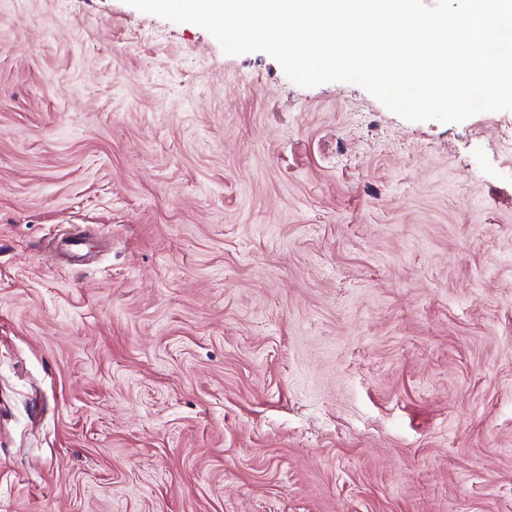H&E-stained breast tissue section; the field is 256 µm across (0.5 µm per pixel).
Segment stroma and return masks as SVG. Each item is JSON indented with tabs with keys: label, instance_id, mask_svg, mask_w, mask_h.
Here are the masks:
<instances>
[{
	"label": "stroma",
	"instance_id": "1",
	"mask_svg": "<svg viewBox=\"0 0 512 512\" xmlns=\"http://www.w3.org/2000/svg\"><path fill=\"white\" fill-rule=\"evenodd\" d=\"M507 126L0 0V512H512Z\"/></svg>",
	"mask_w": 512,
	"mask_h": 512
}]
</instances>
